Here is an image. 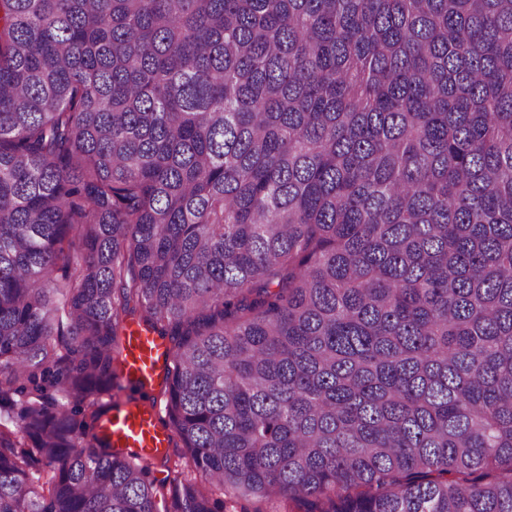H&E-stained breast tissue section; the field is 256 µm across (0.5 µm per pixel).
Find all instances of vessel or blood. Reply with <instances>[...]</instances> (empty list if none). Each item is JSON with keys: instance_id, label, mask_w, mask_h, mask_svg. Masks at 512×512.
Listing matches in <instances>:
<instances>
[{"instance_id": "obj_1", "label": "vessel or blood", "mask_w": 512, "mask_h": 512, "mask_svg": "<svg viewBox=\"0 0 512 512\" xmlns=\"http://www.w3.org/2000/svg\"><path fill=\"white\" fill-rule=\"evenodd\" d=\"M168 356L166 346L158 338L131 328L128 344L121 354L125 382L151 389ZM100 431L118 448L152 450L169 445L170 432L160 424L155 410L132 401L113 404L111 412L100 422Z\"/></svg>"}]
</instances>
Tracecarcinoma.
Masks as SVG:
<instances>
[{"mask_svg":"<svg viewBox=\"0 0 512 512\" xmlns=\"http://www.w3.org/2000/svg\"><path fill=\"white\" fill-rule=\"evenodd\" d=\"M214 486L512 512V0H0V512ZM165 358L169 359L170 354L158 338L132 326L127 347L121 354L125 383L150 390ZM133 394L125 385L112 390V402L119 403L112 404V411L101 420L100 432L116 448H146L149 452L168 448L169 430L160 424L153 408L127 401Z\"/></svg>","mask_w":512,"mask_h":512,"instance_id":"cac0c4a2","label":"carcinoma"}]
</instances>
